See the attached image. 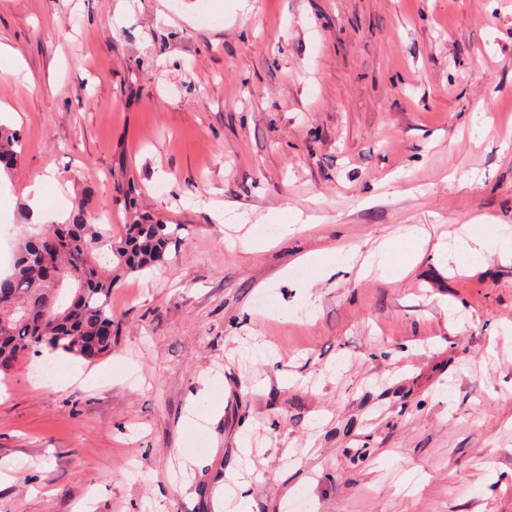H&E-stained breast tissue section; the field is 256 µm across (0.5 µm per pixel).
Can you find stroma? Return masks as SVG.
Segmentation results:
<instances>
[{
	"label": "stroma",
	"mask_w": 512,
	"mask_h": 512,
	"mask_svg": "<svg viewBox=\"0 0 512 512\" xmlns=\"http://www.w3.org/2000/svg\"><path fill=\"white\" fill-rule=\"evenodd\" d=\"M0 0V238L45 188L120 233L132 212L186 230L112 292L122 323L100 377L0 382V512H512V257L404 278L320 277L294 258L366 256L512 225V0ZM487 130L473 134V113ZM315 217L278 245L227 247L211 205ZM211 385L219 415L183 424ZM251 454L241 462L239 443ZM22 142L19 134L4 125L0 124V174H10L14 169L18 155L17 147H21Z\"/></svg>",
	"instance_id": "obj_1"
}]
</instances>
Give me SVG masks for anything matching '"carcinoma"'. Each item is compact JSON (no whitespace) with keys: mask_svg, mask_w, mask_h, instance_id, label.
I'll return each mask as SVG.
<instances>
[{"mask_svg":"<svg viewBox=\"0 0 512 512\" xmlns=\"http://www.w3.org/2000/svg\"><path fill=\"white\" fill-rule=\"evenodd\" d=\"M20 146L19 134L0 124V173L14 169ZM183 231L135 214L115 237L83 200L61 223L22 225L11 272L0 275V375L44 349L88 362L112 353L113 289L167 262Z\"/></svg>","mask_w":512,"mask_h":512,"instance_id":"carcinoma-1","label":"carcinoma"}]
</instances>
